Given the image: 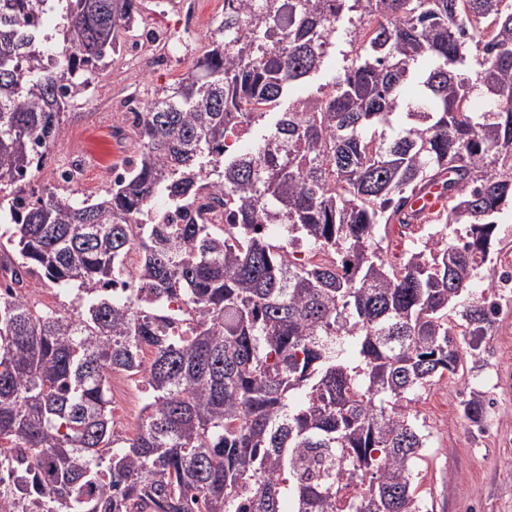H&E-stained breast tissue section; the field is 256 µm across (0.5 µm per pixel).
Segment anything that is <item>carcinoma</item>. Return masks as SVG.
Returning <instances> with one entry per match:
<instances>
[{"instance_id":"1","label":"carcinoma","mask_w":512,"mask_h":512,"mask_svg":"<svg viewBox=\"0 0 512 512\" xmlns=\"http://www.w3.org/2000/svg\"><path fill=\"white\" fill-rule=\"evenodd\" d=\"M48 2L0 0V512H422L412 403L500 314L472 285L512 207V0H224L135 124L139 157L81 201L34 179L140 0H66L55 35ZM433 187L440 207L414 208ZM159 195L224 224L172 226ZM132 251L131 299L112 284ZM36 274L79 306H39ZM114 373L149 386L129 431ZM485 413L472 393L463 417Z\"/></svg>"}]
</instances>
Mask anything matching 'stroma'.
<instances>
[{"label":"stroma","mask_w":512,"mask_h":512,"mask_svg":"<svg viewBox=\"0 0 512 512\" xmlns=\"http://www.w3.org/2000/svg\"><path fill=\"white\" fill-rule=\"evenodd\" d=\"M154 0H144V21L153 25L146 33L131 32L125 49L101 71L94 88L74 101L63 137L54 145L38 181L56 185L53 173L65 163L81 171L78 193L105 195L112 187L106 171L94 161L97 153L111 151L119 166L135 159L140 144L133 130L114 141L113 127L124 112L129 95L151 101L183 77L208 48L210 34L224 13V0H169L167 13L154 16ZM196 15L202 31L194 42L169 55L157 67L153 56L165 46V31L179 25L185 14ZM499 268L485 265L475 278L478 289L493 288L501 306L494 331L486 336L478 356H463L452 373L434 379L413 404L418 424L429 441L417 462L418 493L427 512H512V287L499 285ZM111 396L122 413L118 427H133L144 397L133 381L116 374ZM487 402L484 419L477 424L462 416L471 392Z\"/></svg>","instance_id":"stroma-1"}]
</instances>
